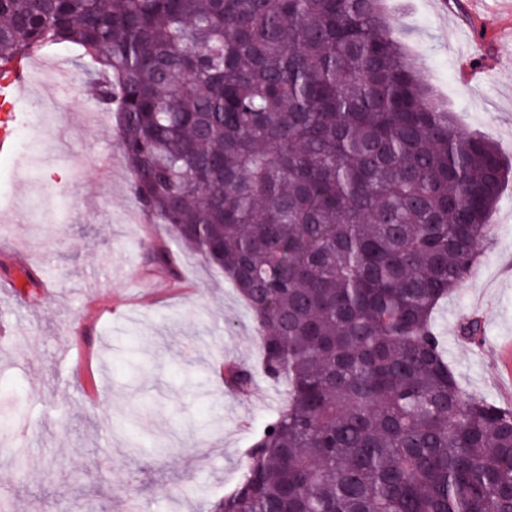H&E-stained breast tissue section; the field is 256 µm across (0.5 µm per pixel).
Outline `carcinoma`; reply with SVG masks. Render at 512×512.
Instances as JSON below:
<instances>
[{"label":"carcinoma","mask_w":512,"mask_h":512,"mask_svg":"<svg viewBox=\"0 0 512 512\" xmlns=\"http://www.w3.org/2000/svg\"><path fill=\"white\" fill-rule=\"evenodd\" d=\"M62 44L142 210L233 282L284 386L217 512H512V408L463 389L432 324L512 169L383 0H0L1 77Z\"/></svg>","instance_id":"cac0c4a2"}]
</instances>
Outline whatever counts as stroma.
Here are the masks:
<instances>
[{"label":"stroma","instance_id":"35a3bbf8","mask_svg":"<svg viewBox=\"0 0 512 512\" xmlns=\"http://www.w3.org/2000/svg\"><path fill=\"white\" fill-rule=\"evenodd\" d=\"M411 57L463 133L512 163V0H385ZM41 77L12 100L26 139L0 171V495L13 512H214L284 401L260 371L253 316L233 284L148 224L116 125ZM81 170L74 200L57 193ZM468 280L434 314L463 387L512 406V181ZM166 248L171 267L146 259ZM53 295H45V282ZM478 317L485 349L459 336ZM250 368L247 395L224 366ZM137 446H130V439Z\"/></svg>","mask_w":512,"mask_h":512}]
</instances>
